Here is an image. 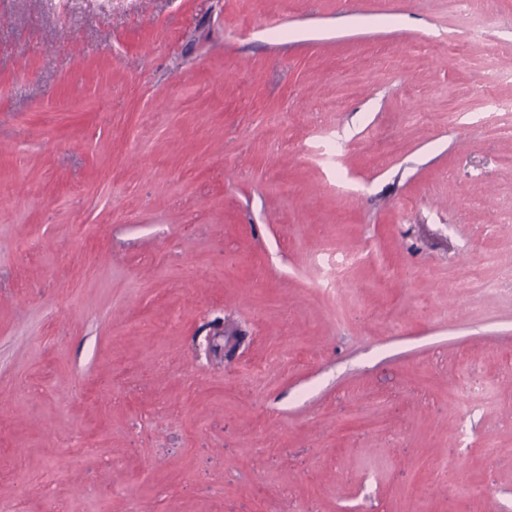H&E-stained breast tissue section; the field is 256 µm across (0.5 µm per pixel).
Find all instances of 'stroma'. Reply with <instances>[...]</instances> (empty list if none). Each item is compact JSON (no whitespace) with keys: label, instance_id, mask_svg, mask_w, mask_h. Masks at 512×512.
<instances>
[{"label":"stroma","instance_id":"obj_1","mask_svg":"<svg viewBox=\"0 0 512 512\" xmlns=\"http://www.w3.org/2000/svg\"><path fill=\"white\" fill-rule=\"evenodd\" d=\"M494 66L512 0H0V512H512Z\"/></svg>","mask_w":512,"mask_h":512}]
</instances>
